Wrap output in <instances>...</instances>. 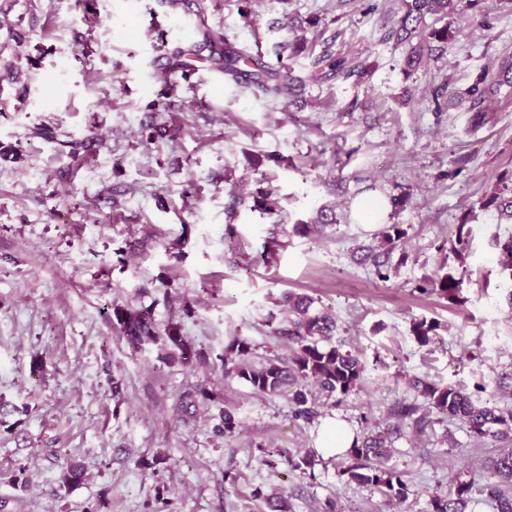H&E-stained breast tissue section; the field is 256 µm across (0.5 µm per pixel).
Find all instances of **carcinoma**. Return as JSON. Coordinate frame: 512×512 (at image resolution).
<instances>
[{
	"instance_id": "carcinoma-1",
	"label": "carcinoma",
	"mask_w": 512,
	"mask_h": 512,
	"mask_svg": "<svg viewBox=\"0 0 512 512\" xmlns=\"http://www.w3.org/2000/svg\"><path fill=\"white\" fill-rule=\"evenodd\" d=\"M406 9L398 19L399 30L405 33L404 40L420 33L428 16L441 22L457 6L456 0H405ZM208 55H203V52ZM205 57L213 66L224 72L225 79L254 89L271 101L290 98L304 87L301 77L282 79L278 70L261 63L257 58L236 47L221 33H207L203 40L189 50L177 49L172 52L173 66L183 67L181 58ZM312 76L322 73L349 77L351 70L342 57L324 51L313 63ZM512 82V65L501 63L494 72L485 68L477 73L472 83L460 95V99L471 101L477 107L489 99L498 85ZM482 209L497 213V220H512V187L507 185L495 188L482 203ZM494 246L499 249L501 260L500 274L509 282L508 300L512 305V234L502 239L495 237ZM462 280L447 273L435 281L439 291L452 299L457 298ZM282 302L293 317L275 321L270 317L271 333L295 346L290 361L278 357L257 363L252 359L250 343L235 337L227 347V353L218 357L220 368L226 378H237L248 383L260 394L289 393V400L295 406L297 416L309 421L315 411L309 405L310 391L306 382L310 381L331 397L335 394L347 395L361 382L364 365L359 357L342 346L332 342L336 329L335 319L327 312H310L312 300L307 296L286 293ZM116 329L129 345L135 349L146 346H159L166 350V358L173 363L189 366L204 359L203 352L196 349L182 336L175 325L160 328L147 309H132L116 306L112 310ZM439 323L418 320L413 325L417 343L427 346L436 341ZM414 387L421 395L429 411L441 419L459 420L477 438L497 440L512 430V410H504L495 405L474 401L466 391L456 385L435 383L426 379L414 380ZM393 430L387 428L376 434L366 435L355 441L348 451V465L343 473L359 484L376 487L390 500L403 502L408 494V486L402 475L385 466L387 448L392 443ZM83 480V470L77 465H68L61 471L63 487L76 486ZM512 486V448L504 449L491 465L484 490L497 502L498 512H512V494L503 485ZM472 482L457 480L448 493L431 498L432 512H464L470 499Z\"/></svg>"
}]
</instances>
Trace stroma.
<instances>
[{"instance_id": "1", "label": "stroma", "mask_w": 512, "mask_h": 512, "mask_svg": "<svg viewBox=\"0 0 512 512\" xmlns=\"http://www.w3.org/2000/svg\"><path fill=\"white\" fill-rule=\"evenodd\" d=\"M403 0H0V512H431L457 478L475 483L466 512H498L483 492L512 432L480 440L462 423L416 425L426 414L414 379L456 384L512 408V301L493 236H508L481 203L512 181V83L472 127L455 94L485 66L512 60V0H459L452 35L407 66L398 39ZM223 33L281 74L305 77L276 102L225 80L208 62L156 72L175 47ZM349 78L311 79L324 49ZM163 128L150 143L141 132ZM281 206L273 224L256 189ZM360 199L389 204L373 229ZM307 234L294 233L298 223ZM403 235L387 243L389 225ZM470 248L453 251L458 225ZM461 278L452 300L430 290ZM287 292L331 314L335 336L365 365L340 401L295 417L287 395L224 379L232 336L253 358L293 351L265 324ZM151 309L178 325L206 360L185 367L157 347L132 349L114 306ZM439 323L422 347L412 328ZM120 398H112V380ZM204 387L218 404L185 408ZM239 422L217 435L219 409ZM357 436L398 426L390 467L400 504L348 480L344 458L292 469L311 455L322 418ZM167 460L154 464L156 454ZM81 484L59 483L63 464ZM24 470L27 487L12 477ZM261 498H253V490Z\"/></svg>"}]
</instances>
